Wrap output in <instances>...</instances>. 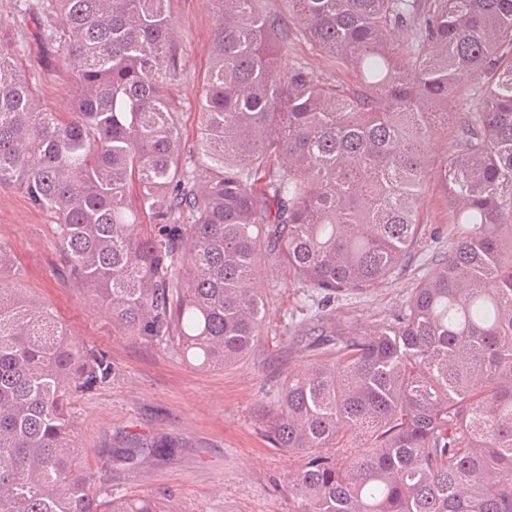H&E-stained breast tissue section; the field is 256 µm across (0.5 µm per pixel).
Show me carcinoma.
Returning a JSON list of instances; mask_svg holds the SVG:
<instances>
[{"label":"carcinoma","instance_id":"obj_1","mask_svg":"<svg viewBox=\"0 0 512 512\" xmlns=\"http://www.w3.org/2000/svg\"><path fill=\"white\" fill-rule=\"evenodd\" d=\"M170 2L19 0L60 67L80 62L71 112L36 103L0 19V185L52 218L70 273L126 335L201 367L250 352L268 272L321 304L311 359L267 413L273 445L305 457L288 478L301 512H512V0H289L352 86L282 72L288 29L260 0H210L190 166L165 94ZM473 78L481 107L448 124ZM432 180L458 228L448 258L391 320L333 321L326 303L404 270ZM11 273L0 239V512H166L79 472L72 397L112 363Z\"/></svg>","mask_w":512,"mask_h":512}]
</instances>
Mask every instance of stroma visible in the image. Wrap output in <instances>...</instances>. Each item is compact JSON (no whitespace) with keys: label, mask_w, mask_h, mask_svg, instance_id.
Here are the masks:
<instances>
[{"label":"stroma","mask_w":512,"mask_h":512,"mask_svg":"<svg viewBox=\"0 0 512 512\" xmlns=\"http://www.w3.org/2000/svg\"><path fill=\"white\" fill-rule=\"evenodd\" d=\"M170 12L180 68L166 94L190 144L198 133L213 16L208 0H172ZM13 33L23 40L18 65L36 102L55 112L71 111V79L51 69L55 47L28 37L24 28ZM280 65L285 71L304 66L316 79L333 84L348 86L356 80L352 69L315 48L293 24ZM421 207L423 238L405 270L365 293L336 299L332 312L337 321L364 328L390 319L414 285L447 256L457 229L440 185H428ZM0 239L10 245L18 267L11 287L48 305L76 340L105 350L111 359L110 382L73 401L81 471L98 489L127 497L166 492L175 512H300L287 482L304 459L274 447L265 432L266 412L276 403L288 373L310 359L306 328L315 307L287 275H268L270 317L251 352L221 368H201L124 335L108 310L71 275L50 217L21 191L4 185ZM160 439L170 442L172 451L133 462L119 454L129 441L150 444Z\"/></svg>","instance_id":"35a3bbf8"}]
</instances>
